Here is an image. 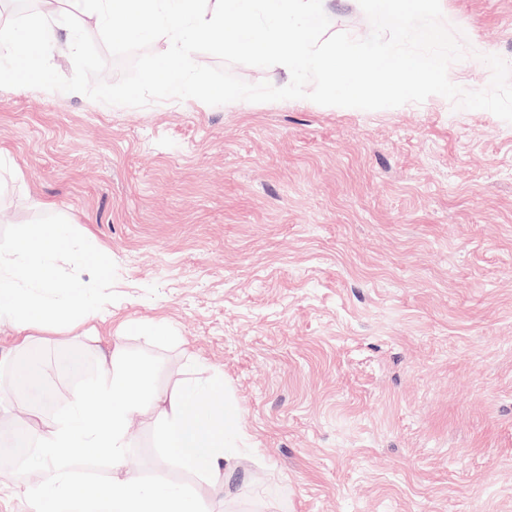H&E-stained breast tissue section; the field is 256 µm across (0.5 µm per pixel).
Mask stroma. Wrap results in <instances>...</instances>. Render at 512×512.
<instances>
[{
	"mask_svg": "<svg viewBox=\"0 0 512 512\" xmlns=\"http://www.w3.org/2000/svg\"><path fill=\"white\" fill-rule=\"evenodd\" d=\"M467 52L512 64V0H444ZM329 30L367 37L357 0ZM0 237L56 206L90 249L78 276L160 388L214 369L249 442L221 490L169 467L130 423L140 476L216 512H512V123L425 100L365 111L307 99L102 107L0 88ZM174 329L159 341L142 325ZM62 402L83 354L35 343Z\"/></svg>",
	"mask_w": 512,
	"mask_h": 512,
	"instance_id": "1",
	"label": "stroma"
}]
</instances>
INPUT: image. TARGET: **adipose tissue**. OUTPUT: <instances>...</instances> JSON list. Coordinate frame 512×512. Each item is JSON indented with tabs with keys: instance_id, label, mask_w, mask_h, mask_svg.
Wrapping results in <instances>:
<instances>
[{
	"instance_id": "ef3b65f1",
	"label": "adipose tissue",
	"mask_w": 512,
	"mask_h": 512,
	"mask_svg": "<svg viewBox=\"0 0 512 512\" xmlns=\"http://www.w3.org/2000/svg\"><path fill=\"white\" fill-rule=\"evenodd\" d=\"M53 17L25 29L0 22V78L15 79L21 62L58 49ZM82 267L86 251L73 243L63 226L33 228L21 242L0 239V323L18 334L9 389H0V409L28 393L43 366L28 356L35 336L73 333L94 358V380L72 386L49 417L33 416L25 432L33 445L24 463L34 481L24 485L30 512H211L206 498L178 482L152 483L130 467L133 417L155 414L158 442L165 455L194 474L220 475L236 459L243 433L233 429L234 407L224 393V376L159 388L147 364L129 359L121 342L100 345L97 327L105 309L75 281L55 279L58 261ZM112 465L104 484L79 477V470L100 462Z\"/></svg>"
}]
</instances>
